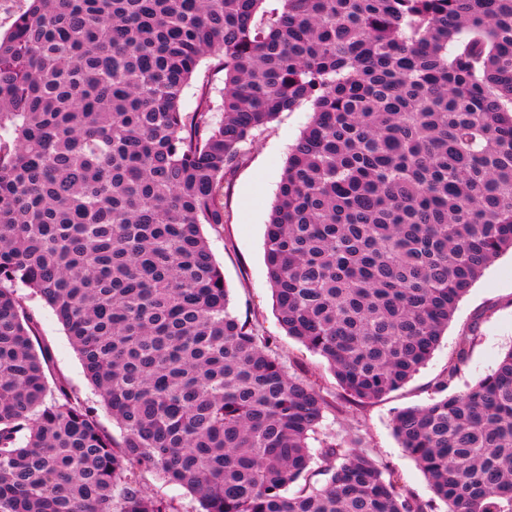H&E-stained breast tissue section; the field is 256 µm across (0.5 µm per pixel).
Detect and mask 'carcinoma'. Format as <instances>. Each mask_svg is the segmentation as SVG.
I'll use <instances>...</instances> for the list:
<instances>
[{
	"label": "carcinoma",
	"mask_w": 512,
	"mask_h": 512,
	"mask_svg": "<svg viewBox=\"0 0 512 512\" xmlns=\"http://www.w3.org/2000/svg\"><path fill=\"white\" fill-rule=\"evenodd\" d=\"M29 0L0 35V512H428L229 310L203 228L282 112L312 117L265 233L278 320L345 395L400 389L512 250V0ZM224 73L221 102L202 63ZM101 402L60 381L17 290ZM394 420L446 512H512V349ZM320 447H310V440ZM328 476L317 486L314 477ZM205 76H209V81L211 82L212 87L214 88V99L220 101L219 91H222V89L224 88V75L223 73H208L206 71V64L204 62L197 76L191 81V83L188 85V87H186L184 91L183 109L185 112H191L195 108L201 82L204 78L207 79V77ZM18 296L37 321L41 343L50 351L51 361L49 371H46L50 385L53 386L55 379L67 381L81 399L96 406L101 423L119 437L120 429L112 421V415L100 403V397L86 379L79 355L53 310L40 298L31 295L27 288H19ZM144 490L149 493H161L168 498H172L175 506L180 512H186L191 503V496L187 494L186 490L180 486H166L163 485L156 477L147 474L143 480Z\"/></svg>",
	"instance_id": "cac0c4a2"
}]
</instances>
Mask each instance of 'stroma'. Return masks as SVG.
<instances>
[{"label":"stroma","mask_w":512,"mask_h":512,"mask_svg":"<svg viewBox=\"0 0 512 512\" xmlns=\"http://www.w3.org/2000/svg\"><path fill=\"white\" fill-rule=\"evenodd\" d=\"M311 114L301 109L280 113L247 147L243 163L224 188V228L206 230L210 250L224 272L229 309L249 320L260 335L273 338L275 350L293 375L314 380L328 401L322 421L326 436L365 449L380 467L392 471L401 485L435 512L446 506L394 434L396 414L424 407L437 396L436 382L454 357L461 336L475 333L469 359L452 391L466 390L493 369L512 348V252L502 254L473 284L430 360L399 390L370 402L347 397L321 356L287 336L276 313L264 259L265 231L288 151L307 126ZM23 305L38 324L42 344L51 354L49 379L67 381L78 396L96 404L101 423L113 428L112 416L84 375L82 362L53 310L29 289H19Z\"/></svg>","instance_id":"obj_1"}]
</instances>
